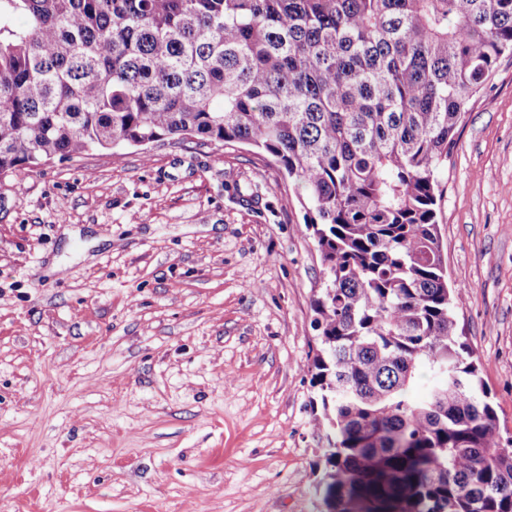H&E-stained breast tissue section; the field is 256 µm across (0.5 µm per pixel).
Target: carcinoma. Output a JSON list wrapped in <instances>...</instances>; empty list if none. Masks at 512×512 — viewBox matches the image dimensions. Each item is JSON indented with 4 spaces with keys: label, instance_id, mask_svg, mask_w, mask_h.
Listing matches in <instances>:
<instances>
[{
    "label": "carcinoma",
    "instance_id": "carcinoma-1",
    "mask_svg": "<svg viewBox=\"0 0 512 512\" xmlns=\"http://www.w3.org/2000/svg\"><path fill=\"white\" fill-rule=\"evenodd\" d=\"M512 0H0V173L193 136L305 189L328 512H512L437 173Z\"/></svg>",
    "mask_w": 512,
    "mask_h": 512
}]
</instances>
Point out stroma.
<instances>
[{
    "label": "stroma",
    "instance_id": "stroma-1",
    "mask_svg": "<svg viewBox=\"0 0 512 512\" xmlns=\"http://www.w3.org/2000/svg\"><path fill=\"white\" fill-rule=\"evenodd\" d=\"M439 174L448 283L512 436V58ZM304 191L241 143L0 174V512H327Z\"/></svg>",
    "mask_w": 512,
    "mask_h": 512
}]
</instances>
